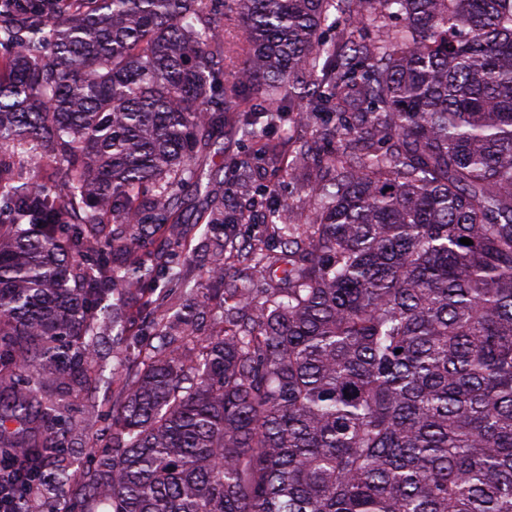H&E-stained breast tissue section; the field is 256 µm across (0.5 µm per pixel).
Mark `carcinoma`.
Instances as JSON below:
<instances>
[{"label":"carcinoma","mask_w":512,"mask_h":512,"mask_svg":"<svg viewBox=\"0 0 512 512\" xmlns=\"http://www.w3.org/2000/svg\"><path fill=\"white\" fill-rule=\"evenodd\" d=\"M301 118L345 140L313 220L270 186L277 246L237 242L214 187L300 172L308 145L266 134ZM226 135L253 161L214 168ZM202 189L196 309L224 327L143 340L159 283L188 286L156 242ZM107 329L138 361L75 474L44 386L89 395ZM0 448L62 512H512V0H0ZM220 316L221 312L218 311L217 313L210 312L204 315V317H195L190 336H176L177 340L175 341L174 346L182 347L185 344L192 346V344H196V342L204 336H209L219 330L223 325L220 323Z\"/></svg>","instance_id":"1"}]
</instances>
